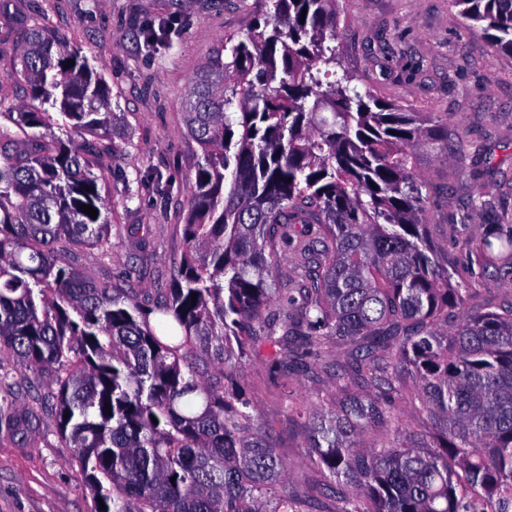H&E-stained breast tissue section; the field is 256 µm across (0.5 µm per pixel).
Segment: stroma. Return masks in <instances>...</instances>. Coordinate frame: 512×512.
I'll list each match as a JSON object with an SVG mask.
<instances>
[{"label":"stroma","instance_id":"1","mask_svg":"<svg viewBox=\"0 0 512 512\" xmlns=\"http://www.w3.org/2000/svg\"><path fill=\"white\" fill-rule=\"evenodd\" d=\"M337 74L358 91L422 113L447 139L420 152L427 184L426 233L473 302L512 305V272L473 264L485 229L512 235V56L470 26L454 0H338ZM272 0H0V112L28 102L12 80L26 34L49 27L100 68L118 116L97 172L112 226L107 248H77L96 279L134 284L146 299L169 288L184 250L182 224L201 160L186 134L190 82L206 59L272 14ZM244 388L289 465V485L309 493L310 512H332L307 463L306 423L288 413L264 355L250 357ZM53 371L0 364V400L40 417L38 433L0 429V512H94V501L56 432L44 395Z\"/></svg>","mask_w":512,"mask_h":512}]
</instances>
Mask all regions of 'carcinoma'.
<instances>
[{"label":"carcinoma","instance_id":"1","mask_svg":"<svg viewBox=\"0 0 512 512\" xmlns=\"http://www.w3.org/2000/svg\"><path fill=\"white\" fill-rule=\"evenodd\" d=\"M336 2L274 0L230 61L218 53L192 78L185 127L202 162L178 274L151 305L75 266L74 244L112 235L93 172L115 131L109 88L65 39L29 32L13 78L33 104L0 113V353L57 373L47 400L106 505L95 512H303L240 384L261 348L285 380L332 379L333 398L288 410L308 419L334 512H473L512 487V307L470 306L440 264L417 171L440 133L334 77ZM455 3L512 54V0ZM53 109L92 139L61 140ZM311 221L302 279L283 288L279 243ZM478 258L512 269V236L487 233ZM327 344L346 360L295 361ZM403 370L427 435L391 407ZM0 417L16 433L36 419L6 402Z\"/></svg>","mask_w":512,"mask_h":512}]
</instances>
